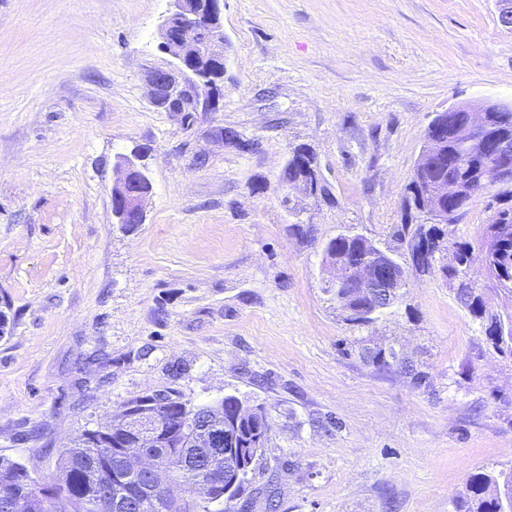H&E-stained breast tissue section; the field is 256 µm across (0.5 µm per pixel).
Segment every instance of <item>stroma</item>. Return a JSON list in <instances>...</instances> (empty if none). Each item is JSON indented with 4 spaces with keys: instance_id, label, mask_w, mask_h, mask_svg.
<instances>
[{
    "instance_id": "35a3bbf8",
    "label": "stroma",
    "mask_w": 512,
    "mask_h": 512,
    "mask_svg": "<svg viewBox=\"0 0 512 512\" xmlns=\"http://www.w3.org/2000/svg\"><path fill=\"white\" fill-rule=\"evenodd\" d=\"M169 10L0 0V457L42 481L135 398L232 394L270 424L250 512H455L470 474L512 470V359L437 270L373 324L345 321L321 248L355 230L405 251L431 120L512 105L495 0H224L215 112L151 97L149 73L174 68ZM298 144L329 190L300 199L304 238L280 187ZM136 148L152 192L126 231L111 193ZM496 192L469 201L455 240L479 246Z\"/></svg>"
}]
</instances>
